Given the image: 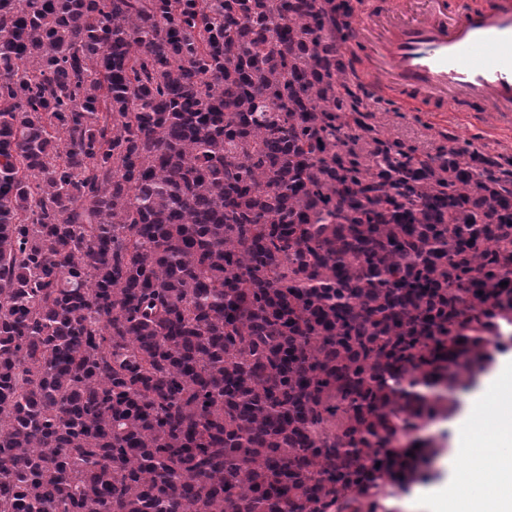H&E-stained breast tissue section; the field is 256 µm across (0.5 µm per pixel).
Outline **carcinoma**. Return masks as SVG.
<instances>
[{"label": "carcinoma", "mask_w": 512, "mask_h": 512, "mask_svg": "<svg viewBox=\"0 0 512 512\" xmlns=\"http://www.w3.org/2000/svg\"><path fill=\"white\" fill-rule=\"evenodd\" d=\"M354 11L0 0V512H381L422 478L512 326V158L384 136Z\"/></svg>", "instance_id": "carcinoma-1"}]
</instances>
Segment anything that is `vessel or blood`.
Returning a JSON list of instances; mask_svg holds the SVG:
<instances>
[{
	"label": "vessel or blood",
	"mask_w": 512,
	"mask_h": 512,
	"mask_svg": "<svg viewBox=\"0 0 512 512\" xmlns=\"http://www.w3.org/2000/svg\"><path fill=\"white\" fill-rule=\"evenodd\" d=\"M346 49L371 98L512 125V0H372Z\"/></svg>",
	"instance_id": "b4317fda"
}]
</instances>
